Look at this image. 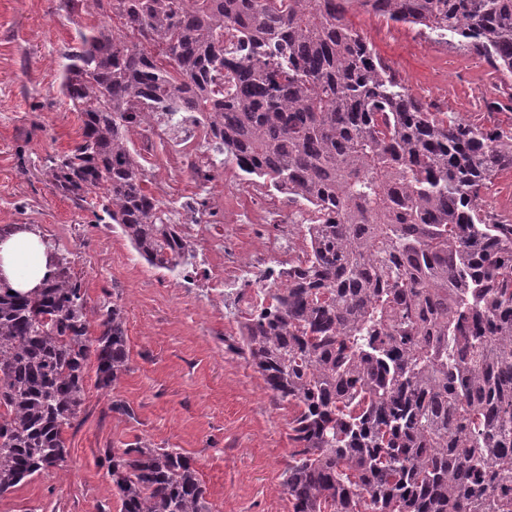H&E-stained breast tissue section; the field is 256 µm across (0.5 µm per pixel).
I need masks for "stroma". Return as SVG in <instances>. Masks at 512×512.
I'll return each instance as SVG.
<instances>
[{
  "label": "stroma",
  "instance_id": "35a3bbf8",
  "mask_svg": "<svg viewBox=\"0 0 512 512\" xmlns=\"http://www.w3.org/2000/svg\"><path fill=\"white\" fill-rule=\"evenodd\" d=\"M350 21L413 97L472 123L512 128V112L479 107L498 92L476 55L409 24L388 25L367 13ZM96 22L67 14L60 0H0V227L30 224L51 238L81 280L89 311L120 299L130 370L106 392L88 366L84 405L64 435L68 472L25 480L0 495V512H120L99 456L138 441L189 456L211 512H293L282 473L297 448L295 408L273 400L260 374L228 350L238 336L234 315L181 294L173 275L149 266L118 227L102 229L42 174L47 155L79 139L81 122L59 92L60 74L78 30ZM169 159V147L159 145L143 164L167 183L172 202L190 191L192 179L169 171ZM115 400L128 415L110 412Z\"/></svg>",
  "mask_w": 512,
  "mask_h": 512
}]
</instances>
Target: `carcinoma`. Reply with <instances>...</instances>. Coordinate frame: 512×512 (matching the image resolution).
I'll return each mask as SVG.
<instances>
[{
	"label": "carcinoma",
	"instance_id": "cac0c4a2",
	"mask_svg": "<svg viewBox=\"0 0 512 512\" xmlns=\"http://www.w3.org/2000/svg\"><path fill=\"white\" fill-rule=\"evenodd\" d=\"M100 16L64 53L60 93L81 120L46 158L59 194L117 225L154 269L196 244L148 190L132 129L193 112L212 169L306 208L284 287L238 312L228 349L295 406L283 487L293 512H512V220L487 191L512 170V129L411 96L353 29L410 24L498 76L512 111V0H60ZM124 31L112 34V19ZM30 292L0 283V495L69 467L64 434L96 362L129 371L119 300L89 318L56 246ZM14 294H9V291ZM96 336H91V326ZM121 512H210L176 449L106 448Z\"/></svg>",
	"mask_w": 512,
	"mask_h": 512
}]
</instances>
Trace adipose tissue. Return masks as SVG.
Instances as JSON below:
<instances>
[{"label": "adipose tissue", "mask_w": 512, "mask_h": 512, "mask_svg": "<svg viewBox=\"0 0 512 512\" xmlns=\"http://www.w3.org/2000/svg\"><path fill=\"white\" fill-rule=\"evenodd\" d=\"M0 270L16 290L26 292L39 285L48 267L38 236L18 233L0 239Z\"/></svg>", "instance_id": "obj_1"}]
</instances>
